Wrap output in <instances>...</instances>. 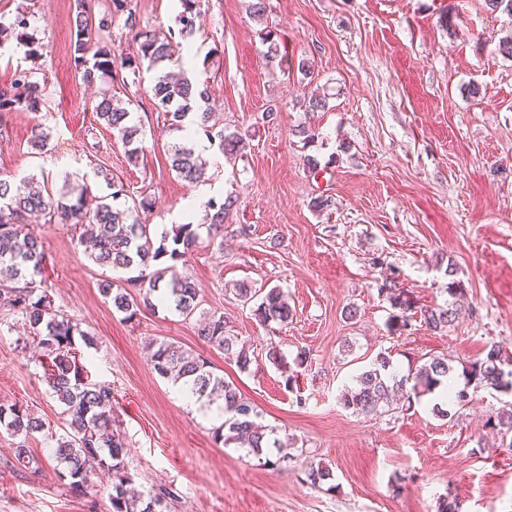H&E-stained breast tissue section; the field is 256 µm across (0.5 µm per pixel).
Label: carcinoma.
Here are the masks:
<instances>
[{
  "mask_svg": "<svg viewBox=\"0 0 512 512\" xmlns=\"http://www.w3.org/2000/svg\"><path fill=\"white\" fill-rule=\"evenodd\" d=\"M181 28L159 35L137 28L136 18L130 8V0H106L107 14L92 19L83 3L71 31L73 60L86 84L94 83L105 74L119 73L124 69L138 68L148 63L156 69L174 61L171 43L175 38L185 41L195 33L196 19L201 0H180ZM124 19V27L139 44L137 55L130 57L116 51L112 45V23ZM96 47L93 57H87L91 47ZM157 112L168 122L171 130H189L186 121L194 117L204 128L205 135L221 154L238 156L246 144L240 134H226L224 129L211 123L212 112L206 107L208 89L187 78H175L169 72L157 74L152 87ZM45 100V87L33 80L25 70L15 72L10 83L0 86V128L6 117L18 108L38 111ZM92 111L98 120L116 130L127 148L129 158H138L139 126L132 122L130 112L115 107L112 99L103 97L93 103ZM171 169L181 179L196 183L205 180L208 164L194 147L185 142L172 146ZM107 189L98 198L95 208L86 206L82 189L76 196L61 194L54 197L46 192L39 181L32 178L16 185L0 178V266L6 269L8 280L0 282V305L19 311L32 329L43 355L49 358L45 367V379L57 399L63 404V434L56 439L55 458L65 465L71 489L78 494L88 493L86 462L96 460L115 477L112 483V512H171L177 499L175 491L162 487L140 489L133 476L126 471V444L114 429L112 413V388L88 380L85 365L77 356L76 339L90 345L89 333L81 329L75 319L60 314L52 306L43 279L45 249L39 235L30 225L44 220L48 224H63L74 228L77 241L91 244L90 259L99 266L135 272L126 280V287L113 289L112 282L100 284L101 293L111 299L116 311L133 320L143 308L154 309L160 303L179 316L188 319L198 307L199 291L193 281L180 276L171 266L159 267L164 257L180 260L193 252L199 241V229L206 228L208 237L224 230V218L234 204L232 200L208 203L210 223L178 224L172 233H164L159 245H154L150 225L138 221L134 213L149 211L155 201L143 195L132 200V205L121 206L118 201L128 198V190L121 180L102 173ZM378 291L386 295L391 306L402 311L392 319L400 321V327L410 326L408 312L412 305L395 282H383ZM236 294L245 302L258 298L254 315L264 324L281 325L291 317L284 292L272 287L261 295L241 284ZM459 318L454 305H437L420 310V321L434 331H443ZM197 336L209 347L224 353L238 368L247 371L251 365L249 350L238 343V338L225 334L224 316L211 315L197 327ZM152 369L160 377L173 384H182L207 405L218 401L221 424L215 428V440L226 446L239 445L254 456L264 454L269 445L266 429L255 420L254 409L239 395L233 384L217 374L210 362L200 354L186 350L168 340H157L151 357ZM499 346L486 348L484 357L470 363L465 371L463 388L450 394L456 406L469 401L471 384L485 386L505 393L512 390V370L504 371ZM452 366L446 358H431L404 374L394 369L390 356L380 353L374 361L356 377L354 387L342 394L343 405L358 413L373 414L390 408L396 392H404L407 399H419L435 392L448 379ZM486 425L506 437L512 433V411L500 412L488 417ZM44 430V424L27 409L12 403H0V432L25 438ZM310 483L320 486L333 479V474L320 463L310 464L307 472Z\"/></svg>",
  "mask_w": 512,
  "mask_h": 512,
  "instance_id": "cac0c4a2",
  "label": "carcinoma"
}]
</instances>
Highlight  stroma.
Here are the masks:
<instances>
[{
	"label": "stroma",
	"mask_w": 512,
	"mask_h": 512,
	"mask_svg": "<svg viewBox=\"0 0 512 512\" xmlns=\"http://www.w3.org/2000/svg\"><path fill=\"white\" fill-rule=\"evenodd\" d=\"M250 0H201L189 77L212 91L214 118L245 135L242 157L210 154L216 201L234 202L223 241L201 238L178 272L199 290L198 316L223 315L227 333L254 357L248 371L205 345L195 319L164 308L124 320L99 290L122 287L127 271L93 264L62 224L35 226L46 249L45 276L55 310L78 320L94 340L80 347L91 381L111 386L125 463L139 486L178 495L174 512H436L450 498L458 512H512V442L486 427L512 404V392H472L452 407L429 394L377 415L345 408L341 395L378 353L399 370L451 357L452 389L464 367L498 345L512 359V60L498 51L512 17L484 0H265L263 19ZM76 0H0V25L28 16L37 49L0 42V84L16 69L46 87L41 111L10 113L0 130V174H35L54 194L70 191L66 173L86 174L88 192L106 194L103 173L155 202L142 223L162 235L184 203L206 184L179 178L168 162L177 134L155 108V71L126 69L87 87L72 59ZM143 28L178 26L177 0H132ZM278 34L266 60L259 32ZM313 64L311 74L300 69ZM481 89L466 94L467 85ZM111 91L140 128L131 159L116 132L91 112L96 91ZM325 98L307 114L304 99ZM275 119H266L267 111ZM49 135L47 152L31 129ZM314 127L308 144L300 126ZM329 204L313 208L315 198ZM381 258L374 266L372 258ZM454 275H447V266ZM395 276L414 306L448 301L461 284L462 310L445 331L421 322L394 332V308L378 288ZM282 288L292 316L270 328L239 301V282ZM167 339L211 361L251 403L280 448L265 467L213 439L215 419L186 405L149 361L151 340ZM277 347L297 369L293 386L268 357ZM42 351L24 318L0 307V403H17L43 420L25 443L35 461L13 465L18 438L0 433V512H112V477L94 469V493L76 494L53 455L62 404L44 379ZM453 409L432 414L434 403ZM287 462H280V454ZM332 470L334 490L312 486L306 467Z\"/></svg>",
	"instance_id": "stroma-1"
}]
</instances>
